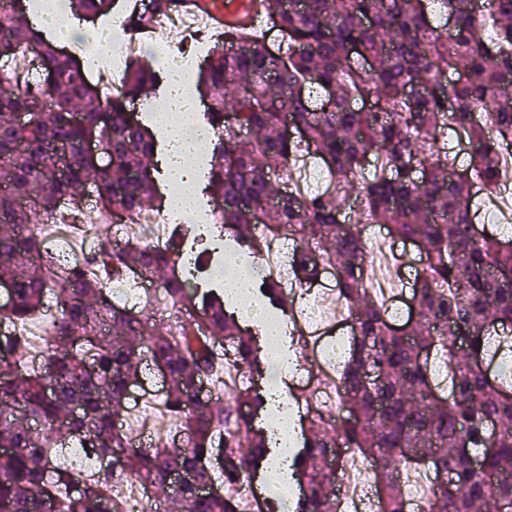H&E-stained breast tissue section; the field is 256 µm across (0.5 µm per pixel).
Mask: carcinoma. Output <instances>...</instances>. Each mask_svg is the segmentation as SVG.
<instances>
[{"label":"carcinoma","mask_w":512,"mask_h":512,"mask_svg":"<svg viewBox=\"0 0 512 512\" xmlns=\"http://www.w3.org/2000/svg\"><path fill=\"white\" fill-rule=\"evenodd\" d=\"M38 2L0 8V85L15 88L0 95V282L12 284L0 303L11 323L0 330V512H126L115 484L129 475L165 498L168 512H242L240 499L201 496L195 486L217 471L224 486L257 473L270 455L267 436L252 430L265 396L252 379L202 405L195 385L227 364L261 377L269 359L224 291L187 286L182 265L195 230H175L162 248L114 245L104 230L95 259L115 277L137 269L157 283L166 307L187 316L176 330L113 298L85 267L55 259L40 236L39 225L81 209L88 183L101 187L105 211L162 207L160 140L126 106L157 97L167 73L130 59L120 87L102 95L77 59L23 22ZM488 2L485 14L481 0H304L298 10L266 0L263 26L281 33L280 46L256 33L234 38L199 73L213 130L201 176L221 200L224 244L255 258L277 238L298 242V286L332 268L352 319L341 413L308 418L302 448L288 455L301 487L292 512H337L336 480L324 469L331 448L385 461L380 512H403L402 476L425 465L438 476L428 512H512V359L497 371L490 356L495 344L512 349V238L471 223L479 193L503 175L501 151L512 149V0ZM114 3L67 0L86 17ZM29 58L40 71L32 84ZM18 112L40 117L16 126ZM450 129L466 137L465 168L444 147ZM92 140L95 160L84 151ZM303 151L328 175L316 192L292 179L290 161ZM365 224L424 253L409 331L367 287ZM193 257L204 271L217 265L207 246ZM257 295L274 316L293 310L273 278L257 283ZM53 298L62 309L35 366L23 330ZM461 347L463 358H448ZM146 353L166 368L164 404L182 448L136 447L123 431L125 396ZM435 362L445 364L446 392ZM370 371L378 381H367ZM72 445L99 466L85 474L60 463ZM177 469L194 484L171 496Z\"/></svg>","instance_id":"1"}]
</instances>
